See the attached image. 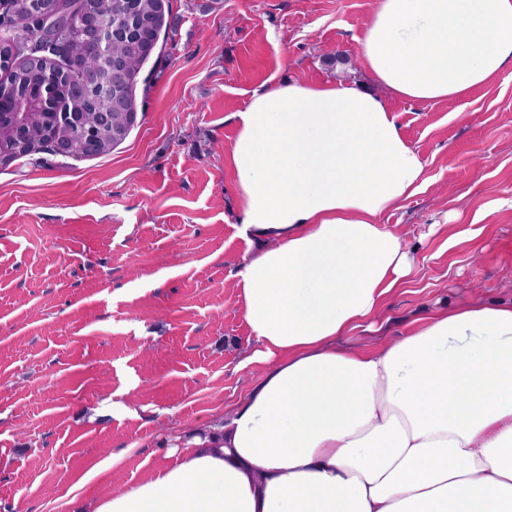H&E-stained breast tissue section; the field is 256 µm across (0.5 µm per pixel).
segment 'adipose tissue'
Segmentation results:
<instances>
[{"label": "adipose tissue", "mask_w": 512, "mask_h": 512, "mask_svg": "<svg viewBox=\"0 0 512 512\" xmlns=\"http://www.w3.org/2000/svg\"><path fill=\"white\" fill-rule=\"evenodd\" d=\"M359 55L384 94L274 82L226 155L236 274L263 378L176 461L87 512H512V301L439 309L368 351L345 339L408 276L382 224L425 160L389 100L447 101L512 69V0H379Z\"/></svg>", "instance_id": "1"}]
</instances>
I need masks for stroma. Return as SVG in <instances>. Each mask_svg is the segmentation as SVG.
Instances as JSON below:
<instances>
[{
  "label": "stroma",
  "mask_w": 512,
  "mask_h": 512,
  "mask_svg": "<svg viewBox=\"0 0 512 512\" xmlns=\"http://www.w3.org/2000/svg\"><path fill=\"white\" fill-rule=\"evenodd\" d=\"M375 2L169 0L180 22L136 78L121 144L0 165V512L130 490L261 378L233 288L252 250L232 115L274 79L372 86L358 40ZM391 106L426 161L419 192L382 218L414 262L355 349L512 298V69L460 99Z\"/></svg>",
  "instance_id": "obj_1"
}]
</instances>
